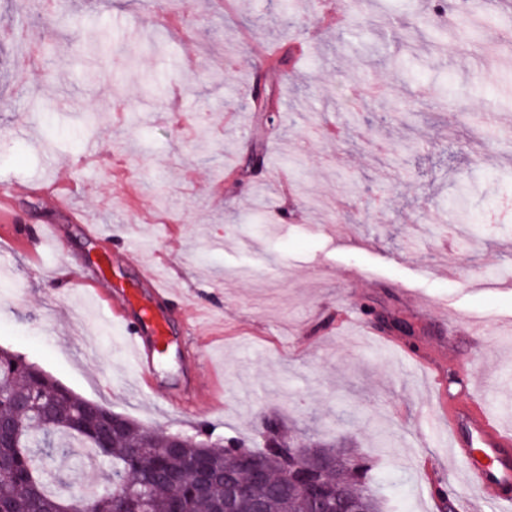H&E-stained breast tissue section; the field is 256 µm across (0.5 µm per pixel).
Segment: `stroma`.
Here are the masks:
<instances>
[{
  "instance_id": "obj_1",
  "label": "stroma",
  "mask_w": 512,
  "mask_h": 512,
  "mask_svg": "<svg viewBox=\"0 0 512 512\" xmlns=\"http://www.w3.org/2000/svg\"><path fill=\"white\" fill-rule=\"evenodd\" d=\"M432 0H302L284 19L273 0H64L65 17L0 0V19L31 23L49 66L17 81L15 38L0 34V185L75 186L67 213L18 197L23 230L59 225L63 244L42 265L0 238V347L37 363L79 396L146 426L224 439L249 433L259 409L289 426L345 440L372 456V486L389 512H437L431 483L466 485L448 426L433 407L448 369L485 372V404L512 427V289L482 288L478 270L512 279V27L483 21L461 38L426 17ZM109 26L111 50L95 32ZM414 41H405L410 30ZM252 35L241 43L240 32ZM283 116L269 127L249 111L254 81L280 71ZM94 121H87V114ZM102 142L86 158L85 138ZM272 163L248 178L253 150ZM466 193L473 217L454 237L448 202ZM111 249L112 274L159 267L184 296L169 316L175 348L156 391L135 386L120 328L63 262ZM370 306L412 324L413 335L342 320ZM476 316V345L454 316ZM204 344L201 364L179 344ZM198 379L190 413L164 404ZM50 476L91 495L111 467L83 448L47 462Z\"/></svg>"
}]
</instances>
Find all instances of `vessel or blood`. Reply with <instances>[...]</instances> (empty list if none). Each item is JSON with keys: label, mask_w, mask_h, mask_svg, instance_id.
Returning <instances> with one entry per match:
<instances>
[{"label": "vessel or blood", "mask_w": 512, "mask_h": 512, "mask_svg": "<svg viewBox=\"0 0 512 512\" xmlns=\"http://www.w3.org/2000/svg\"><path fill=\"white\" fill-rule=\"evenodd\" d=\"M18 186L0 188V230L31 253H38L42 237L27 238L21 232V218L14 208ZM111 252H104L91 264H84L81 282L106 304L132 349L138 381L154 389L159 358L169 343V314L165 308L171 290L146 265L140 266L138 286L126 290L112 283L108 271ZM443 415L453 448L462 457L469 481L482 497L499 503L512 501V432L501 429L485 407L476 381L465 383L448 398Z\"/></svg>", "instance_id": "obj_1"}]
</instances>
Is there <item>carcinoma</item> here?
I'll return each instance as SVG.
<instances>
[{
  "instance_id": "obj_1",
  "label": "carcinoma",
  "mask_w": 512,
  "mask_h": 512,
  "mask_svg": "<svg viewBox=\"0 0 512 512\" xmlns=\"http://www.w3.org/2000/svg\"><path fill=\"white\" fill-rule=\"evenodd\" d=\"M114 412L74 393L24 356L0 348V503L9 512H72L80 504L92 512H218L224 504V477L243 476L248 463L263 471V485H245L235 512H253V498H263L265 512H314L311 487L343 508L364 501L368 512H385V502L371 485L375 462L355 455L336 472L322 468L328 455L338 454L336 443L313 441L302 446L282 430L278 418L263 416L264 446L245 441L184 442L174 451L163 445L161 433L124 418L112 437ZM66 435L83 447L111 459L112 486L85 496L47 491L44 458L64 453L56 437ZM41 448L36 454L33 449ZM196 460L207 474L200 482L185 469Z\"/></svg>"
}]
</instances>
